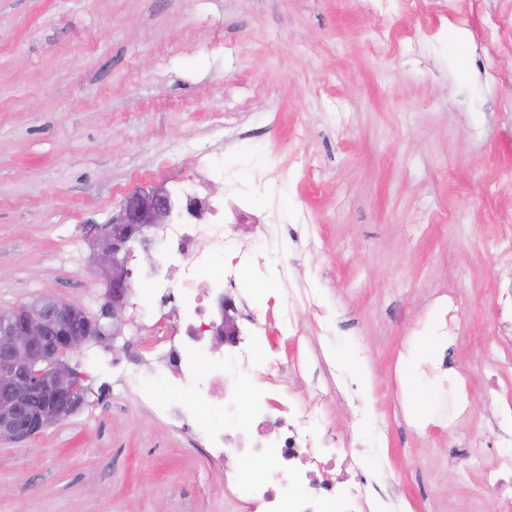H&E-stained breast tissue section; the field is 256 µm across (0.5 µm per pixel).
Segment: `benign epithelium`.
<instances>
[{"label": "benign epithelium", "mask_w": 512, "mask_h": 512, "mask_svg": "<svg viewBox=\"0 0 512 512\" xmlns=\"http://www.w3.org/2000/svg\"><path fill=\"white\" fill-rule=\"evenodd\" d=\"M172 210L173 201L163 187L132 192L112 218L109 232L96 237L95 263L106 284L98 316L52 297L39 305H21L0 321L1 440L26 441L81 408L72 357L92 340L122 335L133 295L128 255L137 246L153 259L156 237L151 231L167 223ZM217 308L220 322L211 324L213 335L220 343H236L239 329L232 298L224 296Z\"/></svg>", "instance_id": "1"}]
</instances>
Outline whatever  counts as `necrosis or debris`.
<instances>
[{"label": "necrosis or debris", "mask_w": 512, "mask_h": 512, "mask_svg": "<svg viewBox=\"0 0 512 512\" xmlns=\"http://www.w3.org/2000/svg\"><path fill=\"white\" fill-rule=\"evenodd\" d=\"M205 188V180H192L181 193L185 207L177 222L163 225L157 236L161 263L180 267L181 276L172 280L157 270L149 275L143 294L161 313L152 323H138L136 331L150 336L157 353L145 374L120 376V386L134 391L138 402L161 418L179 422L215 465L223 466L230 457L241 460L240 468L224 473V490L241 512H374L380 449L358 463L341 455L335 436L322 431L323 389L331 385L335 366L299 352L285 362L261 355L268 328L255 315L247 316L231 351L216 347L208 334V301L235 287L244 272H270L282 283L289 275L287 263L275 254L255 253L226 228L223 200L209 201L211 223H197ZM460 301L458 293H450L421 322L435 346L447 348L449 340L458 338ZM304 309L319 317L323 335H331L332 323L316 288L289 289L287 304L276 311L279 332L298 339L297 316ZM283 371L306 379L303 405H296L280 381ZM251 462L270 464L274 477L248 470ZM357 463L363 471L349 483L325 477L335 467ZM481 485L497 493L499 512H512V451L496 458Z\"/></svg>", "instance_id": "4bbe7bcc"}]
</instances>
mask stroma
I'll list each match as a JSON object with an SVG mask.
<instances>
[{
	"label": "stroma",
	"mask_w": 512,
	"mask_h": 512,
	"mask_svg": "<svg viewBox=\"0 0 512 512\" xmlns=\"http://www.w3.org/2000/svg\"><path fill=\"white\" fill-rule=\"evenodd\" d=\"M226 224H284L295 286L322 291L334 333L302 341L336 366L324 430L380 440V512H498L479 474L507 444L485 386L497 250L512 213V0H0V312L62 297L100 312L89 226L124 198L200 169ZM258 205L239 218L241 187ZM465 334L401 347L448 290ZM140 343L77 355L85 405L0 442V512H232L224 471L112 385ZM466 375L453 431L398 408L446 406L431 369ZM480 455H473V448Z\"/></svg>",
	"instance_id": "35a3bbf8"
}]
</instances>
